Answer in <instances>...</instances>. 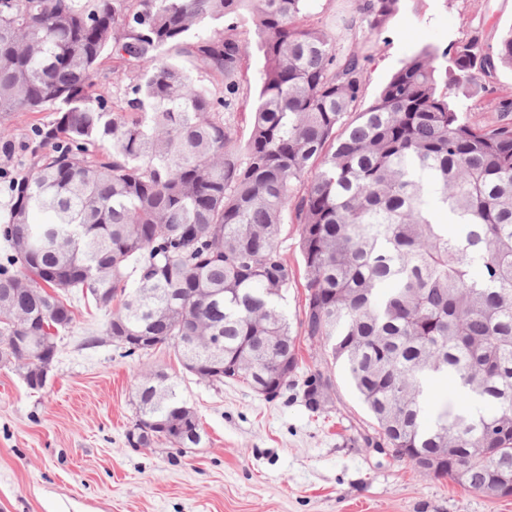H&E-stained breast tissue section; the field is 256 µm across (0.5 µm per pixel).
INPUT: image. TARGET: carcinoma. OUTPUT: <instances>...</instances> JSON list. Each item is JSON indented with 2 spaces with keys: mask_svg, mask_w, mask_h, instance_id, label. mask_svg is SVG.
Masks as SVG:
<instances>
[{
  "mask_svg": "<svg viewBox=\"0 0 512 512\" xmlns=\"http://www.w3.org/2000/svg\"><path fill=\"white\" fill-rule=\"evenodd\" d=\"M315 0H0V336H25L8 364L30 388L76 322L70 296L108 315L124 355L174 349L209 382L299 369L282 306L294 279L281 233L297 225L306 272L301 335L346 371L375 436L427 476L490 496L512 484V99L472 121L477 94L512 70V26L494 53L478 37L424 47L362 105L377 35L403 0H355L339 26L307 23ZM263 58L246 137L237 36ZM110 55L128 83L98 90ZM202 65L217 81L191 77ZM46 112L29 134L6 122ZM446 372L486 411L441 406L424 423L422 382ZM320 413L333 380L302 383ZM162 370L143 377L127 441L182 451L201 442Z\"/></svg>",
  "mask_w": 512,
  "mask_h": 512,
  "instance_id": "1",
  "label": "carcinoma"
}]
</instances>
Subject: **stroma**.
<instances>
[{
	"label": "stroma",
	"mask_w": 512,
	"mask_h": 512,
	"mask_svg": "<svg viewBox=\"0 0 512 512\" xmlns=\"http://www.w3.org/2000/svg\"><path fill=\"white\" fill-rule=\"evenodd\" d=\"M511 27L512 0H406L376 38L366 94L423 47L445 49L473 33L493 46ZM493 87L460 98L471 120H495L512 71L500 70ZM284 232L295 273L285 309L295 323L306 278L295 225ZM74 305L76 322L58 338L44 388L29 389L20 370L0 367V512H512V496L471 492L368 447L372 419L347 373L306 340L297 342L299 377L326 369L334 381L320 414L292 389L269 400L241 382L198 379L166 347L121 356L105 312ZM158 369L195 411L198 446L128 444L137 384Z\"/></svg>",
	"instance_id": "35a3bbf8"
}]
</instances>
